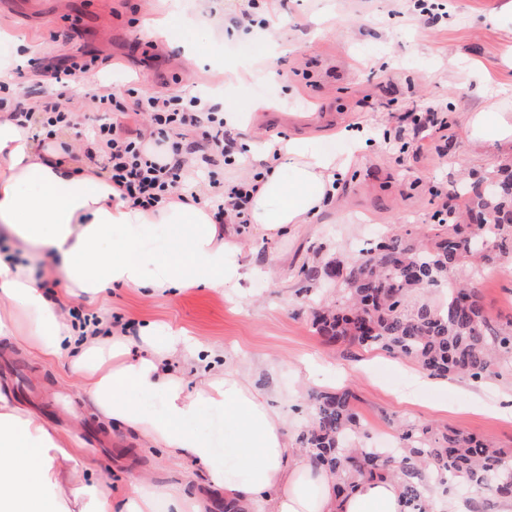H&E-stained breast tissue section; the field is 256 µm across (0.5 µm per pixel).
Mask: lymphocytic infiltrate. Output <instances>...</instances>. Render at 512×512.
Returning a JSON list of instances; mask_svg holds the SVG:
<instances>
[{
    "mask_svg": "<svg viewBox=\"0 0 512 512\" xmlns=\"http://www.w3.org/2000/svg\"><path fill=\"white\" fill-rule=\"evenodd\" d=\"M88 68L85 61L72 59L69 67L55 74V91L39 108L0 97V110L11 107L50 133L58 128H77V117L64 100L71 82ZM89 106L91 111L107 113L108 119L91 126L96 148L87 152L86 158L110 175L121 200L152 207L182 199L184 192L205 183L210 188L217 223L249 224L248 205L254 185L243 180L225 186L217 172L218 164L233 162L230 132L224 127V113L218 106L199 94L166 97L141 95L132 89L127 96L119 97L106 87L90 94ZM140 113L150 119V134L132 133L124 124L128 115ZM192 133L207 143L210 156L197 158L194 149L185 145L186 136Z\"/></svg>",
    "mask_w": 512,
    "mask_h": 512,
    "instance_id": "lymphocytic-infiltrate-1",
    "label": "lymphocytic infiltrate"
}]
</instances>
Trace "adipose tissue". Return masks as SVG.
I'll use <instances>...</instances> for the list:
<instances>
[{"mask_svg":"<svg viewBox=\"0 0 512 512\" xmlns=\"http://www.w3.org/2000/svg\"><path fill=\"white\" fill-rule=\"evenodd\" d=\"M464 130L475 148L512 154L508 103L468 113ZM240 162L261 168L249 213L265 237L314 223L336 199V153L322 145L282 137L249 147ZM161 228L187 239L188 258L159 259ZM0 233L54 250L67 296L93 299L123 287L164 297L175 288L235 286L251 271L240 241L205 205L131 207L114 197L106 176L43 146L33 126H21L7 111L0 113ZM0 338L23 341L41 358L75 350L73 368L103 420L151 446L177 450L241 512H406L394 480L362 481L337 500L334 475L293 447L284 414L254 387L249 361L223 362L188 385L184 370L200 362L195 339L162 335L149 324L134 338L118 331L81 337L59 302L37 287L34 268L8 254L0 255ZM157 390L165 397L162 413L134 403V396ZM211 411L224 417L218 438L189 427ZM71 457L50 426L13 406L9 391L0 389V512H155L161 499L176 512H197L177 485L145 484L119 502L94 482L64 493L55 469Z\"/></svg>","mask_w":512,"mask_h":512,"instance_id":"1","label":"adipose tissue"}]
</instances>
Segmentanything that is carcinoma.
Segmentation results:
<instances>
[{"label":"carcinoma","mask_w":512,"mask_h":512,"mask_svg":"<svg viewBox=\"0 0 512 512\" xmlns=\"http://www.w3.org/2000/svg\"><path fill=\"white\" fill-rule=\"evenodd\" d=\"M487 182L485 188L478 182L459 193L468 215L489 216L477 228L454 222L450 212L431 240L385 236L362 256L336 261L321 275L308 271L309 279L342 292L341 302L313 308L316 333L329 343L399 353L437 378L481 381L495 369L512 371V328L493 324L477 289L464 282L512 261V173L504 169ZM457 270L463 282L451 284L444 305L409 304L412 293ZM310 398L313 419L299 442L315 465L338 477V497L348 496L364 479H394L407 512H430L422 493L425 473L436 475L441 486L512 497V452L476 434L402 424L403 453L393 463L365 441L353 393L320 391Z\"/></svg>","instance_id":"obj_1"}]
</instances>
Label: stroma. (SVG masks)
Returning a JSON list of instances; mask_svg holds the SVG:
<instances>
[{"instance_id": "1", "label": "stroma", "mask_w": 512, "mask_h": 512, "mask_svg": "<svg viewBox=\"0 0 512 512\" xmlns=\"http://www.w3.org/2000/svg\"><path fill=\"white\" fill-rule=\"evenodd\" d=\"M496 0H446L432 20L411 0H270L257 11L268 27L248 24L245 0H0V60L16 68L19 93L51 88L50 68L73 55L94 58L93 77L114 93H200L247 107L237 145L275 137L318 141L346 159L339 202L300 232L266 239L240 234L255 273L235 288H181L156 298L106 289L96 301L66 306L122 316L164 332L186 330L206 349L268 357L254 386L288 417L291 439L309 423V396L349 389L370 443L396 448V427H452L512 450V373L475 382L427 385L411 361L380 349L330 344L311 321L314 304L336 303L335 290L307 278L311 269L356 257L379 235L419 240L432 233L441 201L463 208L455 192L503 167L497 151L473 147L468 112L512 101V68L500 58L512 41L489 19ZM443 108L448 127L422 132V151H398L387 137L419 111ZM361 128L360 138L347 136ZM490 320L512 324V273L491 270L474 283ZM0 382L13 403L72 442L70 485L100 481L113 497L150 482L179 484L202 512H224V497L204 471L184 482L187 461L148 448L132 432L102 421L80 388L69 353L41 360L0 339Z\"/></svg>"}]
</instances>
